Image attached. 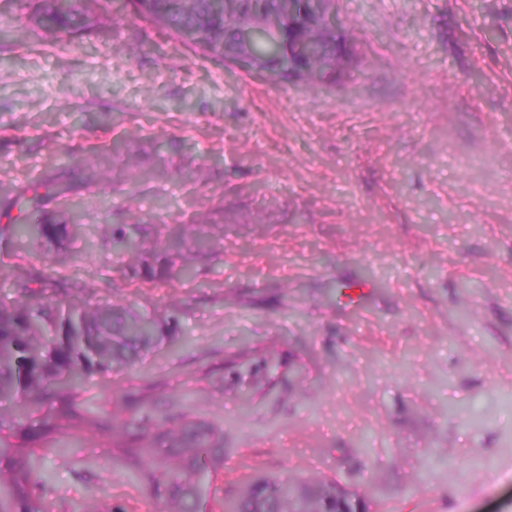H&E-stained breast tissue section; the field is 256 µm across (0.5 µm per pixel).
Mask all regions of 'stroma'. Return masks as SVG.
<instances>
[{
	"instance_id": "35a3bbf8",
	"label": "stroma",
	"mask_w": 512,
	"mask_h": 512,
	"mask_svg": "<svg viewBox=\"0 0 512 512\" xmlns=\"http://www.w3.org/2000/svg\"><path fill=\"white\" fill-rule=\"evenodd\" d=\"M336 9L359 67L335 88L229 70L129 12L70 47L0 37V225L33 185L43 218L83 226L59 264L0 248V300L46 268L84 304L174 317L88 373L84 407L146 390L145 425L223 428L207 512L261 478L334 481L368 512H512V0ZM110 224L154 281L123 276ZM55 443L48 512H155L110 449Z\"/></svg>"
}]
</instances>
